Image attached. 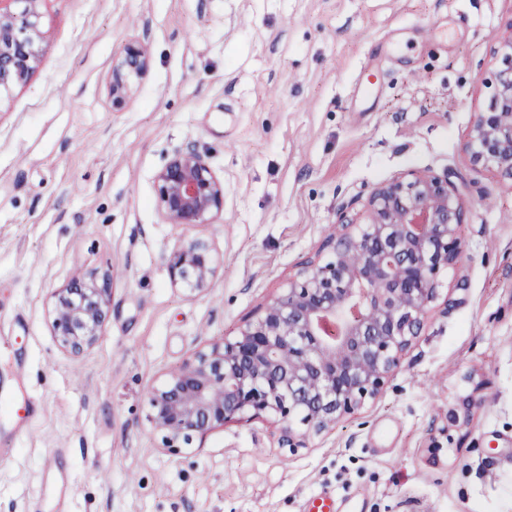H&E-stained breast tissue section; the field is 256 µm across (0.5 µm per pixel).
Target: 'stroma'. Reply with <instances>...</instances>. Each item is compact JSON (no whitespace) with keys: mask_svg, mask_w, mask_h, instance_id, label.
Masks as SVG:
<instances>
[{"mask_svg":"<svg viewBox=\"0 0 512 512\" xmlns=\"http://www.w3.org/2000/svg\"><path fill=\"white\" fill-rule=\"evenodd\" d=\"M49 45L0 93V512H512V183L463 150L512 0H41ZM150 58L126 107L113 63ZM198 153L224 184L213 224H171L155 177ZM449 176L467 220L424 330L385 392L288 453L230 423L171 454L148 393L231 335L316 258L379 184ZM203 239L191 297L165 258ZM110 275L81 356L51 329L55 288ZM470 422L448 426L465 397ZM439 455L429 452L432 444ZM148 68L146 49L138 40H132L112 65L110 95L113 109L120 110L127 105L132 85L146 74ZM167 269L173 284L189 296L206 292L217 273L212 247L202 240L181 244L168 257Z\"/></svg>","mask_w":512,"mask_h":512,"instance_id":"obj_1","label":"stroma"}]
</instances>
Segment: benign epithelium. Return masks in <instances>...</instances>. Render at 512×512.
<instances>
[{
    "mask_svg": "<svg viewBox=\"0 0 512 512\" xmlns=\"http://www.w3.org/2000/svg\"><path fill=\"white\" fill-rule=\"evenodd\" d=\"M40 0H0V91L27 81L47 37ZM488 105L475 114L464 151L476 165L512 180V38L497 50ZM149 68L131 41L112 65V108L129 100ZM157 195L172 224H211L224 211V184L193 151L157 174ZM465 211L448 176L399 177L375 188L361 216L344 210L328 240L330 256L289 279L261 314L195 351L152 388L150 421L163 448L179 452L233 422L259 418L279 428L293 453L380 395L421 335L439 276L462 253ZM173 284L206 292L217 273L212 247L181 244L168 257ZM111 281L74 274L53 294L51 328L73 356L89 350L111 313Z\"/></svg>",
    "mask_w": 512,
    "mask_h": 512,
    "instance_id": "7a95c632",
    "label": "benign epithelium"
}]
</instances>
